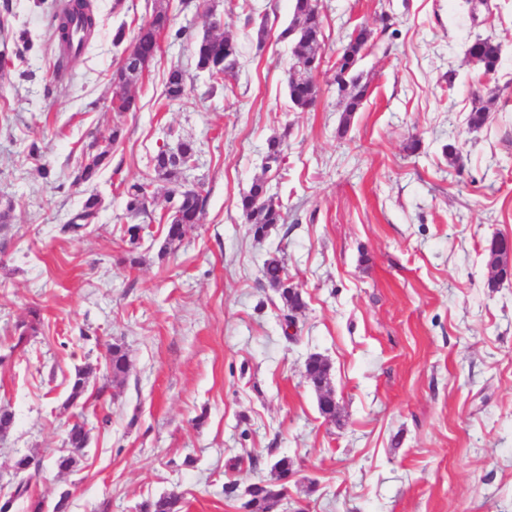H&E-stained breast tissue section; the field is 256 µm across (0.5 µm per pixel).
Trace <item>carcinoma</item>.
<instances>
[{
    "label": "carcinoma",
    "mask_w": 512,
    "mask_h": 512,
    "mask_svg": "<svg viewBox=\"0 0 512 512\" xmlns=\"http://www.w3.org/2000/svg\"><path fill=\"white\" fill-rule=\"evenodd\" d=\"M83 19L86 38H91L96 26L95 17L88 0H68L65 7L53 13L52 37L58 47L56 68L66 71L76 57L69 54L66 46L70 36V24L74 17ZM167 34L174 40L188 39L194 43L195 68L208 74L211 82L210 90L225 86L237 75L240 66V55L237 44L230 38L217 33V27L206 29L201 35H193L184 27L173 28L172 19L165 8H154L148 21L142 24L133 37L130 48L136 56L151 62L157 56L160 45L159 38ZM280 37L294 42L293 63L288 79V96L293 106L301 111L311 107L319 94L312 70L324 66L326 56L321 51L323 37V18L317 7L316 0H294L292 19L282 30ZM370 32L364 28L355 29L349 36L347 45L336 57L339 63L338 74L344 76L337 83L338 91L344 96V117L338 134L347 131L353 113L360 110L367 97V85L361 83L357 74L359 61L368 46ZM15 46L14 55L23 57L34 49V42L29 34L20 30L12 33ZM500 45L488 38L474 41L468 49V55L482 65V74H495L500 60ZM139 76L136 71H122L119 78L112 83V111L138 112L141 109L140 99L131 92V83ZM165 98L169 102L182 100L187 95L185 71L178 65L170 68L166 84ZM121 140V129L115 126L104 138L105 145L93 141L84 152L75 181L78 184L94 183L100 172L109 166L112 160V147ZM285 135L272 136L267 140V151L264 158V172L278 171L285 158ZM199 153V147L193 140L181 139L177 142L176 152L171 153L159 147L151 161V173L143 179L126 187V212L134 219H142L140 224H132L126 229L129 244L135 246L141 240L143 224L153 221L149 205L154 199L153 187L157 183L167 186L169 207L162 220L165 224V236L158 251V257L164 258L176 250L186 238L189 231L200 223L206 207L208 192L201 182L187 183L186 171ZM102 205L101 197L92 192L82 201L80 208L64 225V230L76 233L89 224L95 223ZM245 222L250 224L249 231L254 239L266 238L270 231L282 220L281 205L275 202L274 195L269 193L268 181L261 177L253 181L248 192L244 193L238 203ZM509 248L504 239H494L486 247V263L494 274H508L507 255ZM262 275L269 287L276 289L282 308L280 317L287 324H292L293 314L305 307L302 294L290 283L288 270L284 262L276 257L264 261ZM30 321L17 325L20 333L15 347L28 341V337L38 332L41 323L40 313L30 311ZM107 371L106 383L98 389L103 395L109 382L123 378L130 368V360L124 345L113 343L105 355ZM92 366L86 364L75 368L68 381L69 394L65 405L75 404L86 392L87 380ZM308 380L318 394V409L328 419L336 418V398L330 390V365L319 355L310 356L305 362ZM89 432L85 422L75 420L69 427L65 438L67 451L50 460L37 453H27L16 457L13 461L15 471L28 472L31 478L18 485L9 497L0 501V512H13L17 500L27 496L31 489V480L47 469L54 467L63 473L71 470L78 463L80 452L86 447ZM276 481L261 482L249 485L244 492L239 509L241 512H272L273 507L283 499L288 489L286 479L291 471V463L283 457L273 465ZM138 512H183V497L176 492L166 493L159 497H150L141 501Z\"/></svg>",
    "instance_id": "carcinoma-1"
}]
</instances>
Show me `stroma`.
Wrapping results in <instances>:
<instances>
[{
  "instance_id": "stroma-1",
  "label": "stroma",
  "mask_w": 512,
  "mask_h": 512,
  "mask_svg": "<svg viewBox=\"0 0 512 512\" xmlns=\"http://www.w3.org/2000/svg\"><path fill=\"white\" fill-rule=\"evenodd\" d=\"M155 1L89 0L95 32L60 74L51 5L11 0L10 27L35 48L0 67V211L11 212L0 223V406L15 414L0 438V487L17 453L64 449L80 413L90 441L77 467L34 485L49 504L68 493L69 512H136L171 491L184 512H239L225 486L271 481L283 457L292 473L274 512H512V279L488 288L484 257L492 238H512V0H317L327 58L354 28L371 32L359 64L367 99L342 137L330 67L314 77L313 108L289 100L293 44L279 33L290 0H159L174 26L198 34L221 16L238 77L209 93L192 43L168 38L131 86L141 111L113 112L125 48L112 36L120 26L134 36ZM265 14L278 25L261 44ZM479 37L501 46L488 78L468 54ZM174 65L190 94L169 103ZM476 106L487 120L473 130ZM116 124L98 220L64 231L86 193L73 183L82 151ZM282 133L272 192L283 220L257 241L237 203ZM181 138L200 148L194 174L209 195L200 224L162 260V224L130 248L124 190ZM273 256L306 302L291 337L261 276ZM32 307L38 333L13 350ZM113 342L130 371L100 397ZM314 354L331 366L332 422L305 375ZM86 364L84 408L65 407Z\"/></svg>"
}]
</instances>
